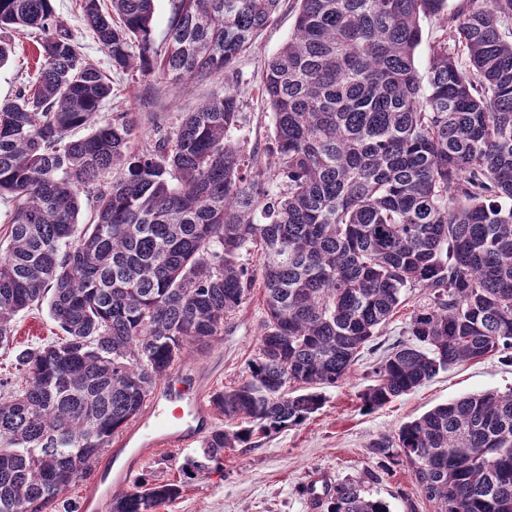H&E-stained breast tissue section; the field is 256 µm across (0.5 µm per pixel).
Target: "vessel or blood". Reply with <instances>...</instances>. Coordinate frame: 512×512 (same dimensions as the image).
<instances>
[{
  "label": "vessel or blood",
  "mask_w": 512,
  "mask_h": 512,
  "mask_svg": "<svg viewBox=\"0 0 512 512\" xmlns=\"http://www.w3.org/2000/svg\"><path fill=\"white\" fill-rule=\"evenodd\" d=\"M209 425L202 390L184 368L156 390L136 423L114 440L111 461L101 464L80 503V512H99L109 492L128 488L133 469L148 453L186 445Z\"/></svg>",
  "instance_id": "b4317fda"
}]
</instances>
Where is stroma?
I'll return each instance as SVG.
<instances>
[{"mask_svg":"<svg viewBox=\"0 0 512 512\" xmlns=\"http://www.w3.org/2000/svg\"><path fill=\"white\" fill-rule=\"evenodd\" d=\"M53 6L86 58L100 68H108L109 58L87 29L76 0H53ZM294 20L292 5H285L277 22L262 32L257 46L236 64L242 94L233 139L241 145L265 146L273 135L271 110L258 87L268 60L287 41ZM15 43L14 55L0 66V99L13 95L23 82L36 77L33 36H16ZM223 83L220 76L198 79L182 89L162 88L157 98L147 100L137 96L132 77L116 74L112 77V98L102 107L100 119L109 121L116 112L137 113L139 140H153L161 127L172 125L177 113L208 99ZM264 317L263 294L257 288L211 346L203 350L193 345L187 348L182 364L196 372L206 392L235 386L245 377L247 365L258 351ZM61 334L47 309L20 314L12 351L0 349V380H5L7 390L24 384L23 376L15 370L14 350L57 341ZM374 360V354L364 353L348 379L324 388V405L303 424L256 439L253 447L225 451L223 474L191 481L182 498L165 512H315L300 488L323 477L334 482H362L368 494L389 504L391 512H406L410 498L418 512H431L429 503L415 489L410 469L396 466L388 472L377 471L369 443L460 396L511 390L512 365L501 363L495 355L457 365L413 392L368 411L361 408L358 395L368 384L366 373ZM372 470L377 471V480H368Z\"/></svg>","mask_w":512,"mask_h":512,"instance_id":"35a3bbf8","label":"stroma"}]
</instances>
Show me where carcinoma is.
Masks as SVG:
<instances>
[{"mask_svg": "<svg viewBox=\"0 0 512 512\" xmlns=\"http://www.w3.org/2000/svg\"><path fill=\"white\" fill-rule=\"evenodd\" d=\"M111 72L81 53L51 0H0L11 32L36 34V80L0 100V347L16 316L47 305L60 341L15 353L25 385L0 399V512H77L63 495L140 415L189 344L206 346L251 295L265 319L247 376L211 396L226 425L185 456L183 479L136 482L110 512H160L224 451L298 426L347 379L407 292L423 304L359 394L375 409L490 353L512 364V0H295L294 28L261 94L269 161L230 141L236 62L282 0H79ZM438 20L428 70L420 20ZM147 95L201 75L224 85L134 145L117 112L90 134L112 74ZM120 169L106 188L98 183ZM96 190L91 222L81 195ZM262 256L259 270L241 262ZM406 465L433 512H512V390L440 404L373 440ZM327 512H391L362 483L303 486Z\"/></svg>", "mask_w": 512, "mask_h": 512, "instance_id": "obj_1", "label": "carcinoma"}]
</instances>
